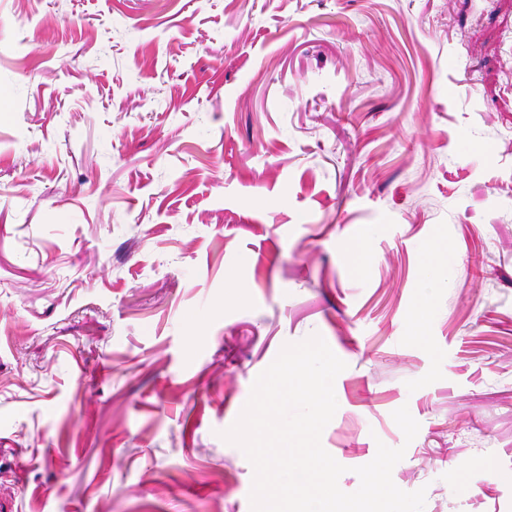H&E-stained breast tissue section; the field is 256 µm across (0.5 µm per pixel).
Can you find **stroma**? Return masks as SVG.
<instances>
[{
  "mask_svg": "<svg viewBox=\"0 0 512 512\" xmlns=\"http://www.w3.org/2000/svg\"><path fill=\"white\" fill-rule=\"evenodd\" d=\"M315 333L343 491L512 512V0H0V503L251 512Z\"/></svg>",
  "mask_w": 512,
  "mask_h": 512,
  "instance_id": "1",
  "label": "stroma"
}]
</instances>
